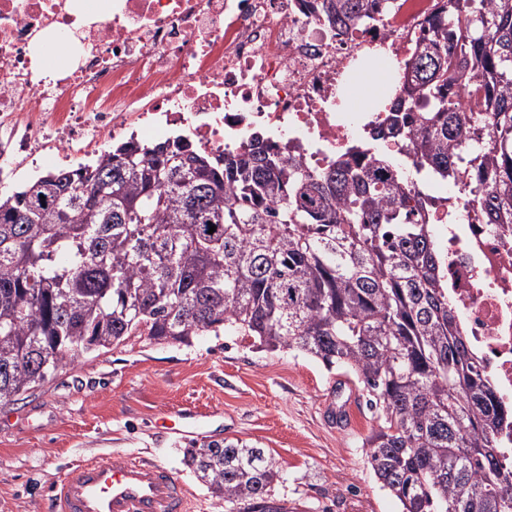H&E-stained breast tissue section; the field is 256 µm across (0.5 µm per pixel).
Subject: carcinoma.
Listing matches in <instances>:
<instances>
[{
    "mask_svg": "<svg viewBox=\"0 0 512 512\" xmlns=\"http://www.w3.org/2000/svg\"><path fill=\"white\" fill-rule=\"evenodd\" d=\"M369 2L324 8L347 31L373 20ZM422 41L369 139L409 147L419 174L471 183L506 236L512 0H446ZM409 184L380 152L308 171L256 134L227 153L116 145L0 196V404L131 336L237 333L362 386L379 421L363 447L399 512H512L495 438L512 408L468 348ZM184 460L225 512H291L255 444L194 443Z\"/></svg>",
    "mask_w": 512,
    "mask_h": 512,
    "instance_id": "obj_1",
    "label": "carcinoma"
}]
</instances>
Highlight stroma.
I'll list each match as a JSON object with an SVG mask.
<instances>
[{"mask_svg":"<svg viewBox=\"0 0 512 512\" xmlns=\"http://www.w3.org/2000/svg\"><path fill=\"white\" fill-rule=\"evenodd\" d=\"M336 377L302 353L258 350L247 336L208 334L188 344L130 337L0 404V512H54L53 489L70 468L116 452L184 484L188 512H224L183 450L227 438L275 458L284 476L275 494L295 512H398L362 446L377 421L357 383L343 387ZM181 410L213 417L191 435L159 427Z\"/></svg>","mask_w":512,"mask_h":512,"instance_id":"1","label":"stroma"}]
</instances>
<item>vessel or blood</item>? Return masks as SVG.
Returning <instances> with one entry per match:
<instances>
[{
    "mask_svg": "<svg viewBox=\"0 0 512 512\" xmlns=\"http://www.w3.org/2000/svg\"><path fill=\"white\" fill-rule=\"evenodd\" d=\"M58 512H186L187 493L166 470L124 453L76 465L56 489Z\"/></svg>",
    "mask_w": 512,
    "mask_h": 512,
    "instance_id": "1",
    "label": "vessel or blood"
}]
</instances>
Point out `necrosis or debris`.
<instances>
[{
    "label": "necrosis or debris",
    "mask_w": 512,
    "mask_h": 512,
    "mask_svg": "<svg viewBox=\"0 0 512 512\" xmlns=\"http://www.w3.org/2000/svg\"><path fill=\"white\" fill-rule=\"evenodd\" d=\"M436 0H402L360 30L330 27L320 0H112L103 17L74 0H0V180L50 156L72 165L111 143L183 137L207 153L253 133L296 144L309 169L353 147L382 112L339 111L356 63L374 47L401 64ZM60 33L75 52L43 74L35 48ZM438 230L448 296L500 399L512 403V236L476 206L414 184Z\"/></svg>",
    "instance_id": "obj_1"
}]
</instances>
